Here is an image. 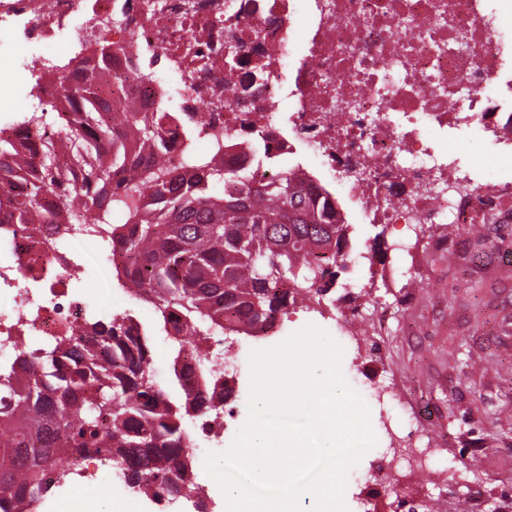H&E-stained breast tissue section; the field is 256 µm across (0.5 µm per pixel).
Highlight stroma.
Instances as JSON below:
<instances>
[{
	"label": "stroma",
	"mask_w": 512,
	"mask_h": 512,
	"mask_svg": "<svg viewBox=\"0 0 512 512\" xmlns=\"http://www.w3.org/2000/svg\"><path fill=\"white\" fill-rule=\"evenodd\" d=\"M448 144L461 167L487 161L500 182L512 181V161L499 157L493 133L456 130ZM341 203L354 227L355 251L373 257L350 264L330 291L362 304L365 318L347 332L332 306L321 315L323 330L343 349L346 380L370 403L377 436L348 474L350 512H394L409 490L438 500L440 512H503V503H512V223L491 225L481 238L459 224L426 228L414 234L408 254L400 248L402 225L369 223L357 202L345 197ZM312 317L296 305L276 335L263 341L238 336L230 347L212 349L235 381L234 414L224 420L220 443L205 437L196 420H185L197 461L224 451L247 420L251 350L285 340ZM389 382L400 386L398 399L378 405ZM413 423L420 447L431 451L429 471L405 478L394 473L388 485L378 484L372 461L409 449L405 434ZM112 508L194 512L191 500L163 509L117 479Z\"/></svg>",
	"instance_id": "stroma-1"
}]
</instances>
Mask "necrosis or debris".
Wrapping results in <instances>:
<instances>
[{
  "instance_id": "obj_1",
  "label": "necrosis or debris",
  "mask_w": 512,
  "mask_h": 512,
  "mask_svg": "<svg viewBox=\"0 0 512 512\" xmlns=\"http://www.w3.org/2000/svg\"><path fill=\"white\" fill-rule=\"evenodd\" d=\"M506 0H0V31L56 39L36 58L50 79L59 52L85 57L93 35L121 33L127 99L140 110L167 97L177 76L178 125L195 128L169 159L234 145L248 165L262 137L282 155L310 148L302 171L349 170L345 193L375 224H494L512 209V185L494 170L459 175L448 150L424 137L438 129L499 131L512 156V30ZM235 45L239 61L224 65ZM87 236L77 228L0 224V356L74 333L91 315L112 314V286L78 293ZM58 507L76 512L111 493V478L83 467Z\"/></svg>"
}]
</instances>
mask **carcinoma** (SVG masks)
<instances>
[{
    "label": "carcinoma",
    "mask_w": 512,
    "mask_h": 512,
    "mask_svg": "<svg viewBox=\"0 0 512 512\" xmlns=\"http://www.w3.org/2000/svg\"><path fill=\"white\" fill-rule=\"evenodd\" d=\"M92 58L67 63L52 81L57 134L66 142L0 137V168L16 161L26 190L0 196V224H94L122 264L112 280L154 301L156 328L171 337L172 397L153 368L151 330L131 315L97 314L76 336H58L35 352H15L0 368V508L38 512L64 487L73 462L96 457L132 492L177 502L197 460L187 448L185 417L208 418L233 389L201 345L186 351L171 317L204 336L264 337L297 302L321 303L348 268L351 225L295 169L259 174L269 149L248 145L253 166L208 157L140 166L141 156L189 137L167 128L166 112L118 111L112 83L118 48L90 43ZM219 179L236 192L215 196ZM57 198L47 211L46 193ZM117 211L124 223L113 224Z\"/></svg>",
    "instance_id": "obj_1"
}]
</instances>
